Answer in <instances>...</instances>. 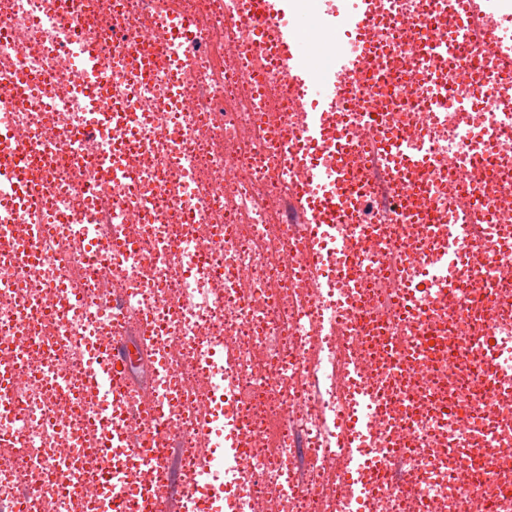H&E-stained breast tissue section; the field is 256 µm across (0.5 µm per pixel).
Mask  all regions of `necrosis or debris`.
Masks as SVG:
<instances>
[{
  "label": "necrosis or debris",
  "instance_id": "obj_1",
  "mask_svg": "<svg viewBox=\"0 0 512 512\" xmlns=\"http://www.w3.org/2000/svg\"><path fill=\"white\" fill-rule=\"evenodd\" d=\"M459 2L381 0L383 18L417 25L371 31L373 66L351 79L360 110L341 98L328 112L350 139L376 113L391 129L426 122L425 91L411 97L405 85L420 46L437 37V17ZM236 8L237 0H75L66 29L41 0H0V150L19 136L44 146L28 186L0 166V240L29 258L0 254V302L9 305L0 347L16 385L0 395V504L105 512L143 488L163 491V454L145 475L122 467L103 480L95 426L108 421L116 452L149 431L176 439L183 498L206 512H326L339 475L340 512H512V355L498 381L485 374L496 352L486 338L512 337V279L502 274L512 250L481 268L496 293L461 285L451 267L390 327L400 290L389 264L408 220L381 206L406 182L418 186L438 239L462 219L452 197L492 202L484 223L512 224V157L456 150L459 136L505 118L500 96L453 86L451 95L475 106L431 124L433 165L401 182L362 173L366 193L348 203L347 223L310 252L288 214L300 160L281 148L282 138L302 136L303 89L283 92L287 68L251 24L234 21ZM185 15L197 28L172 42ZM106 37L111 60H93ZM159 44L166 65L142 88L125 83L121 71ZM63 68L75 77L65 90L43 87L12 107L19 80ZM101 79L105 104L84 91ZM108 107L122 111L120 125L102 123ZM171 128L183 139L169 138ZM463 167L469 180L458 177ZM88 170L94 184L76 194ZM365 224L378 232L352 253L348 242ZM348 256L362 272L353 286ZM49 325L51 347L42 339ZM131 332L162 365L147 419L84 383L107 336ZM32 486L38 494L27 495Z\"/></svg>",
  "mask_w": 512,
  "mask_h": 512
}]
</instances>
